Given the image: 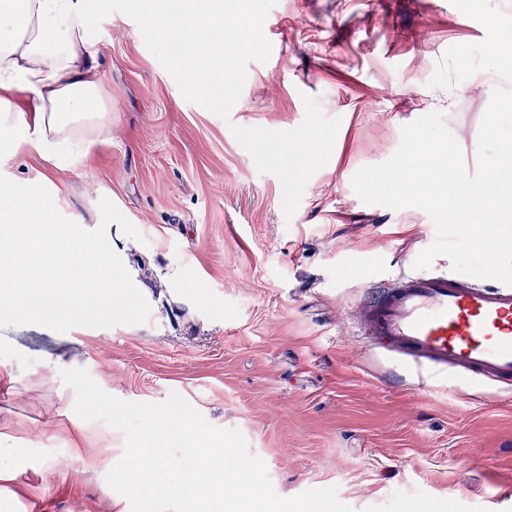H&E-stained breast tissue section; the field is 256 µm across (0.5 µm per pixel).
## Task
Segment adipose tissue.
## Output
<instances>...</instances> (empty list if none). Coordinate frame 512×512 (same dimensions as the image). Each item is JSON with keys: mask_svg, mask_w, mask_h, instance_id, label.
Segmentation results:
<instances>
[{"mask_svg": "<svg viewBox=\"0 0 512 512\" xmlns=\"http://www.w3.org/2000/svg\"><path fill=\"white\" fill-rule=\"evenodd\" d=\"M101 10L102 0H0V148L26 139L64 169L108 130L90 37Z\"/></svg>", "mask_w": 512, "mask_h": 512, "instance_id": "obj_1", "label": "adipose tissue"}]
</instances>
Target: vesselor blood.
Returning a JSON list of instances; mask_svg holds the SVG:
<instances>
[{
  "label": "vessel or blood",
  "instance_id": "b4317fda",
  "mask_svg": "<svg viewBox=\"0 0 512 512\" xmlns=\"http://www.w3.org/2000/svg\"><path fill=\"white\" fill-rule=\"evenodd\" d=\"M361 332L393 360L512 385V286L439 269L366 295Z\"/></svg>",
  "mask_w": 512,
  "mask_h": 512
}]
</instances>
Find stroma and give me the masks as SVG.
Wrapping results in <instances>:
<instances>
[{"label":"stroma","instance_id":"35a3bbf8","mask_svg":"<svg viewBox=\"0 0 512 512\" xmlns=\"http://www.w3.org/2000/svg\"><path fill=\"white\" fill-rule=\"evenodd\" d=\"M229 119L187 101L114 12L95 43L112 126L73 168L30 144L0 174L44 184L85 229L111 201L136 227L106 236L150 305L141 325L0 329V512H131L106 476L124 434L74 412L62 370L124 401L178 392L239 430L276 492L337 486L353 512H512V393L465 376L420 382L358 334V301L412 273L436 238L422 210L362 202L351 180L387 160L403 125L442 112L467 170L498 76L428 88L453 45L484 26L450 0H278ZM318 98L340 127L292 219L232 126L286 131Z\"/></svg>","mask_w":512,"mask_h":512}]
</instances>
